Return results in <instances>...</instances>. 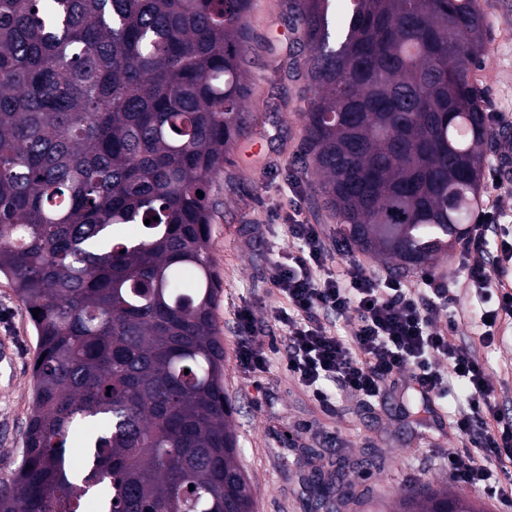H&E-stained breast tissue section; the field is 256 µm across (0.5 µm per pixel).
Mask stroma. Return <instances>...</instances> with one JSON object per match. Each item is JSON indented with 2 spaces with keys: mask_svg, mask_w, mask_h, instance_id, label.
Here are the masks:
<instances>
[{
  "mask_svg": "<svg viewBox=\"0 0 512 512\" xmlns=\"http://www.w3.org/2000/svg\"><path fill=\"white\" fill-rule=\"evenodd\" d=\"M476 3L486 18L488 53L474 67L473 81L505 113L503 128L512 134V0ZM287 10L288 0H253L246 64L251 93L244 103L250 127L211 188L219 202L211 255L220 281L215 320L224 341V391L234 406L239 463L256 512H320L304 463L311 450L323 471L338 476L348 490L334 502V512H388L403 493L446 483L448 433L439 419L465 403L466 395L454 386L447 403L435 405L418 390L399 386L379 405L344 397L328 413L288 375L282 361L286 330L273 319L283 300L272 276L292 247L291 218L319 225L330 241L343 230L315 195L299 154L304 126L298 114L306 91L304 81L287 73L296 49ZM243 310L254 317L253 343L268 358L261 372H244L237 361L236 315ZM36 353L28 314L0 276V483L21 461ZM481 356L496 405L512 419V334L497 336Z\"/></svg>",
  "mask_w": 512,
  "mask_h": 512,
  "instance_id": "35a3bbf8",
  "label": "stroma"
}]
</instances>
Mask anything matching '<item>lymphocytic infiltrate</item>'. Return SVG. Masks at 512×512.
<instances>
[{"mask_svg":"<svg viewBox=\"0 0 512 512\" xmlns=\"http://www.w3.org/2000/svg\"><path fill=\"white\" fill-rule=\"evenodd\" d=\"M493 197L478 214L462 255L481 250L489 229L507 214L502 197L512 183L490 170ZM288 233L293 248L277 262L274 286L285 300L274 315L284 325L288 374L319 406L336 397H356L372 405L387 387L414 384L426 399L447 398L451 382L467 390V403L448 420L458 447L449 449L448 477L501 506L512 507V421L493 416L495 387L488 379L480 349L494 343L504 321L512 318V241H502L500 260L463 264L462 281L427 273L407 281L380 274L362 259L330 268L331 248L347 249L345 239L328 244L318 225L295 222ZM485 302L475 324V346L458 344L456 329L472 318L461 288ZM350 331L341 334L339 322Z\"/></svg>","mask_w":512,"mask_h":512,"instance_id":"lymphocytic-infiltrate-1","label":"lymphocytic infiltrate"}]
</instances>
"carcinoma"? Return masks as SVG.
I'll list each match as a JSON object with an SVG mask.
<instances>
[{"label": "carcinoma", "instance_id": "obj_1", "mask_svg": "<svg viewBox=\"0 0 512 512\" xmlns=\"http://www.w3.org/2000/svg\"><path fill=\"white\" fill-rule=\"evenodd\" d=\"M346 2L338 25L331 0H290L308 50L302 150L345 237L409 273L466 237L479 205L498 137L470 81L484 16L474 0ZM250 7L0 0V276L41 309L45 354L0 512H254L209 194L248 129ZM86 421L77 468L67 441ZM448 504L477 512L434 488L401 495L400 512Z\"/></svg>", "mask_w": 512, "mask_h": 512}]
</instances>
